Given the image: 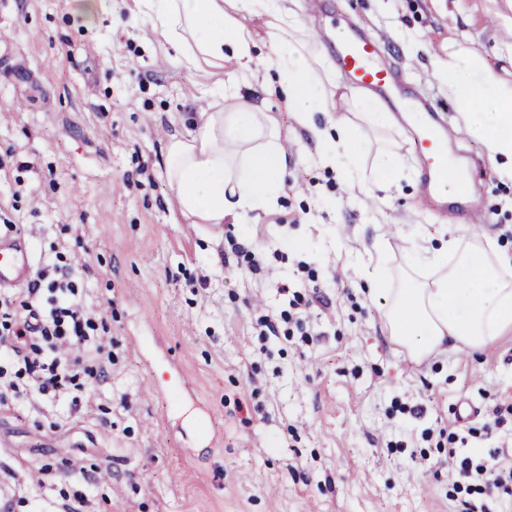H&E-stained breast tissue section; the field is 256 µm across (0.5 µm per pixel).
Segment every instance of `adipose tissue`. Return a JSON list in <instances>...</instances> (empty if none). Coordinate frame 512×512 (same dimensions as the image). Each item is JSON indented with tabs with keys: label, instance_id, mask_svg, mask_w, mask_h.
<instances>
[{
	"label": "adipose tissue",
	"instance_id": "obj_1",
	"mask_svg": "<svg viewBox=\"0 0 512 512\" xmlns=\"http://www.w3.org/2000/svg\"><path fill=\"white\" fill-rule=\"evenodd\" d=\"M161 35L178 50L184 65L228 61L238 69L253 64L277 72L280 95L289 112L307 128L319 159L350 184L362 171L359 126H321L315 113L330 112L318 59L304 44L288 39L289 24L277 0H140ZM268 19L274 58L256 60L251 32L240 14ZM464 120V128L488 148L501 181L512 183V86L493 79L475 56L449 45L440 71ZM292 159L269 133L258 108L236 103L228 111L203 112L193 129L168 136L167 175L176 184L184 215L200 224H244L274 210L283 193L282 174ZM423 263H407L398 287L388 285L386 257L361 276L382 297L384 327L391 341L411 358L423 360L446 349L477 352L512 330V248L463 240L449 234L425 249Z\"/></svg>",
	"mask_w": 512,
	"mask_h": 512
}]
</instances>
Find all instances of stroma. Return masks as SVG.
<instances>
[{"label":"stroma","mask_w":512,"mask_h":512,"mask_svg":"<svg viewBox=\"0 0 512 512\" xmlns=\"http://www.w3.org/2000/svg\"><path fill=\"white\" fill-rule=\"evenodd\" d=\"M310 0H279L320 61L328 91L347 90ZM380 39L388 61L448 102L441 61L455 42L512 83L507 0H333ZM235 65L188 68L151 30L140 0H0V235L33 224L34 265L86 259L79 287L96 315L103 381L77 409L33 398L0 408V505L9 512H459V467L481 456L512 466V331L483 351L408 358L360 287L358 257L385 243L390 266L428 239L512 240V186L486 146L448 148L473 175L489 219L432 213L417 184L378 190L390 144L410 176L406 130L370 133L363 183L342 185L309 132L248 75L293 155L276 210L247 224H196L165 173V133L189 125ZM240 251H232L231 242ZM260 272H252V262ZM291 311L302 334L265 336ZM474 417L457 416L460 403Z\"/></svg>","instance_id":"35a3bbf8"}]
</instances>
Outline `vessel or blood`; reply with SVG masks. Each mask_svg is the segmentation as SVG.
I'll use <instances>...</instances> for the list:
<instances>
[{
	"label": "vessel or blood",
	"instance_id": "b4317fda",
	"mask_svg": "<svg viewBox=\"0 0 512 512\" xmlns=\"http://www.w3.org/2000/svg\"><path fill=\"white\" fill-rule=\"evenodd\" d=\"M340 39L328 44L337 73L354 87L363 89L381 107L396 114L412 134V146L419 157L420 188L423 196L440 212H447V194L440 185L447 176L456 180L457 200L471 191L465 167L449 169L446 127L440 107L420 94L403 72L387 63L378 38L369 30L336 15L330 21ZM31 254L23 236L0 238V288H11L29 280Z\"/></svg>",
	"mask_w": 512,
	"mask_h": 512
}]
</instances>
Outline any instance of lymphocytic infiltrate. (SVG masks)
Wrapping results in <instances>:
<instances>
[{
    "label": "lymphocytic infiltrate",
    "mask_w": 512,
    "mask_h": 512,
    "mask_svg": "<svg viewBox=\"0 0 512 512\" xmlns=\"http://www.w3.org/2000/svg\"><path fill=\"white\" fill-rule=\"evenodd\" d=\"M76 273L75 267L49 262L38 270L23 302L0 295L1 406L33 395L55 402L78 380L104 378L95 318L75 286ZM22 307L27 317L19 316ZM459 476L457 490L465 495L461 512H478L470 494L512 485L511 466L481 459H462Z\"/></svg>",
    "instance_id": "f902f5d3"
}]
</instances>
